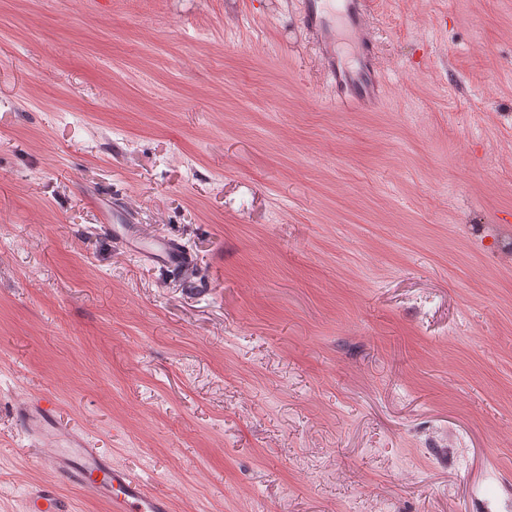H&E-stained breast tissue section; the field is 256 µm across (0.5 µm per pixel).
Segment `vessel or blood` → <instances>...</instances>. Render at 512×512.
I'll return each instance as SVG.
<instances>
[{
    "mask_svg": "<svg viewBox=\"0 0 512 512\" xmlns=\"http://www.w3.org/2000/svg\"><path fill=\"white\" fill-rule=\"evenodd\" d=\"M368 16V0H308L300 17L301 25L319 35L326 46V71L334 85L336 102L342 106L367 98L376 85L378 65L366 48ZM337 24L359 48L354 62H346L332 47L333 27ZM143 255L170 270H182L192 263L182 245L170 237L156 240ZM27 424L36 434L54 426L52 405H36L27 414ZM55 465L63 480L80 486L87 496L110 501L113 512H170L166 497L153 493L128 470L113 465L98 449L84 447L79 439H72L69 447L58 449ZM27 512H72V508L55 484L46 483L30 490Z\"/></svg>",
    "mask_w": 512,
    "mask_h": 512,
    "instance_id": "b4317fda",
    "label": "vessel or blood"
}]
</instances>
